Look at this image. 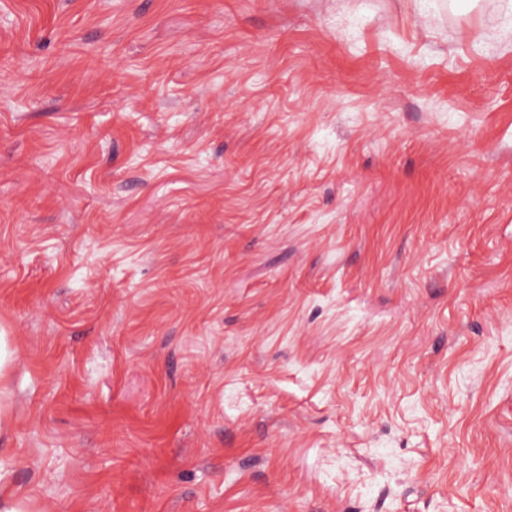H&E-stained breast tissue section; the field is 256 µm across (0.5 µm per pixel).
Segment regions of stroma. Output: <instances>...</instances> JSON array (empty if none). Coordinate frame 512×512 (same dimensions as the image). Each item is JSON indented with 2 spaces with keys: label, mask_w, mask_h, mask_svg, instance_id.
<instances>
[{
  "label": "stroma",
  "mask_w": 512,
  "mask_h": 512,
  "mask_svg": "<svg viewBox=\"0 0 512 512\" xmlns=\"http://www.w3.org/2000/svg\"><path fill=\"white\" fill-rule=\"evenodd\" d=\"M0 328L29 512H512V0H0Z\"/></svg>",
  "instance_id": "obj_1"
}]
</instances>
